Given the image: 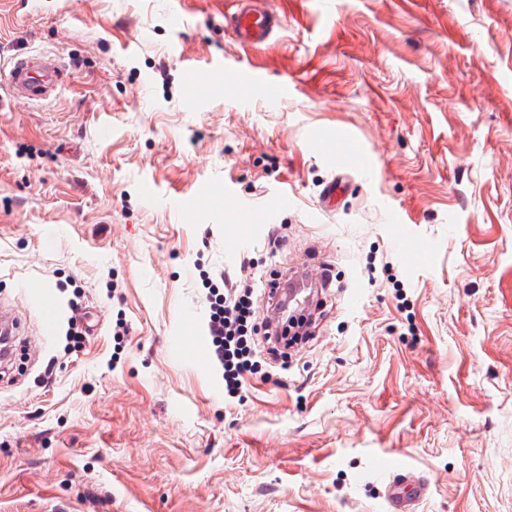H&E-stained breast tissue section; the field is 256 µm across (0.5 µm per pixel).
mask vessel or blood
I'll list each match as a JSON object with an SVG mask.
<instances>
[{
  "label": "vessel or blood",
  "instance_id": "b4317fda",
  "mask_svg": "<svg viewBox=\"0 0 512 512\" xmlns=\"http://www.w3.org/2000/svg\"><path fill=\"white\" fill-rule=\"evenodd\" d=\"M232 26L240 43L256 46L267 40L281 28L279 17L268 9L263 0H239V8L232 18ZM63 66L59 56L27 55L16 58L9 70L8 83L12 92L18 96L41 100L49 96L62 85ZM259 75L238 69L233 81L226 83L227 96L238 98L250 93L259 84ZM28 294L41 303V322L39 332L50 337L54 330L55 310L50 301V293L44 281L35 279L26 285ZM425 484L402 482L392 484L388 494L391 512H416L419 502L427 495Z\"/></svg>",
  "mask_w": 512,
  "mask_h": 512
}]
</instances>
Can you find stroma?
I'll return each mask as SVG.
<instances>
[{
    "label": "stroma",
    "instance_id": "obj_1",
    "mask_svg": "<svg viewBox=\"0 0 512 512\" xmlns=\"http://www.w3.org/2000/svg\"><path fill=\"white\" fill-rule=\"evenodd\" d=\"M267 2L283 26L251 47L234 0H0V76L24 52L70 73L42 101L0 90L24 354L0 364V512H387L396 456L430 485L417 512H512V0ZM239 67L266 84L226 98ZM228 205L276 214L241 246ZM301 268L315 321L293 348L255 337L241 392L209 352L170 356L207 341L205 276L253 277L262 321ZM25 288L28 294L36 297L41 303L39 332L41 336L48 338L53 334L55 321V310L50 301L49 288L44 281L38 279L29 281Z\"/></svg>",
    "mask_w": 512,
    "mask_h": 512
}]
</instances>
